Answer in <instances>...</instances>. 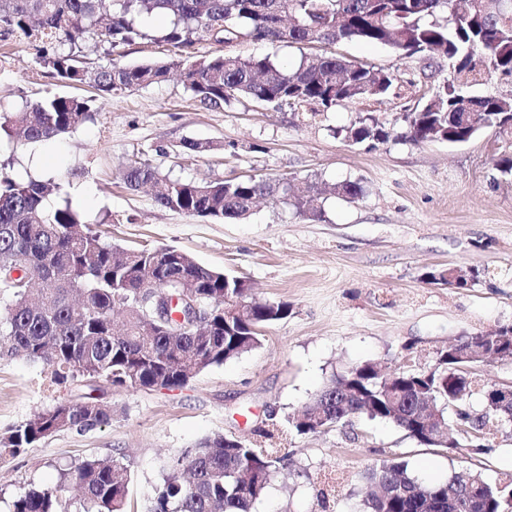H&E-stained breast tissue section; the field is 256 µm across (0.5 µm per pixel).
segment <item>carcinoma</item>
I'll return each mask as SVG.
<instances>
[{"instance_id": "obj_1", "label": "carcinoma", "mask_w": 512, "mask_h": 512, "mask_svg": "<svg viewBox=\"0 0 512 512\" xmlns=\"http://www.w3.org/2000/svg\"><path fill=\"white\" fill-rule=\"evenodd\" d=\"M109 2L105 36L116 48L148 34L140 17L162 14L170 26L161 40L183 50L203 38L226 45L241 38L270 43L334 45L363 42L390 48L408 58H465L468 72H451L422 110L404 117L400 137L414 144L431 137L468 131L458 116L510 129L512 92L476 95L473 89L494 76L512 77V0H0V41L11 37L36 44L37 60L66 84L93 81L103 93L132 92L157 83L171 70L206 108L240 97L314 115L370 96L383 97L391 73L323 53L285 68L270 57L241 58L229 53L196 59L186 54L166 63H112L88 70L73 45L99 31L101 9ZM92 119L90 100L49 95L27 109L3 116L0 130L16 140L36 142L67 134ZM354 145L374 148L387 142L391 128L378 119L359 120L340 130ZM126 186L155 188L157 204L204 219L246 218L261 197L277 198L316 219L320 190L306 182L285 196L282 180L236 178L178 181L144 160L124 171ZM56 196L61 203L46 207ZM23 261L22 274L0 282V356L40 360L50 383L69 388L77 381L134 390L176 388L212 365L238 358L259 344L258 328L284 320L288 303L259 300L248 281L199 264L171 246L121 249L82 222L64 184L29 177L20 180L0 167V274L8 276ZM167 281L171 293L193 288L208 323L185 329L175 320L146 318L139 289ZM246 303L224 310V296ZM462 373L381 372L365 362L326 386L292 416L301 419L366 415L392 423L424 445H433V410L459 407L455 422L468 425L466 405L472 381ZM112 404L88 397L57 402L0 433V460L61 430L80 431L112 423ZM288 460L281 448L246 443L215 434L184 451L167 467L148 512H250L268 486L266 474ZM61 478L81 492L82 512H125L128 467L118 458L90 459ZM366 512H504L512 502V480L490 482L479 470L448 483L425 484L392 460L366 475ZM60 488L32 487L11 502L9 512H69Z\"/></svg>"}]
</instances>
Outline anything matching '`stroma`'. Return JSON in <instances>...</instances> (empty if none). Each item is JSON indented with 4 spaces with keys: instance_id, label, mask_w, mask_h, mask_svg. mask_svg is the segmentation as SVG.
Wrapping results in <instances>:
<instances>
[{
    "instance_id": "35a3bbf8",
    "label": "stroma",
    "mask_w": 512,
    "mask_h": 512,
    "mask_svg": "<svg viewBox=\"0 0 512 512\" xmlns=\"http://www.w3.org/2000/svg\"><path fill=\"white\" fill-rule=\"evenodd\" d=\"M146 38L111 47L106 37L77 44L89 68L117 62H166L178 51L162 42L165 23L144 20ZM229 52L268 56L293 66L324 53L323 45L242 39L225 46L203 39L195 56ZM340 53L394 74L387 96L370 97L313 116L241 97L229 107H202L178 76L133 92L102 94L68 85L36 62L35 46L0 42V113L53 94L90 99L93 121L43 142L17 143L0 131V164L14 177H59L83 188L74 209L110 244L172 246L200 263L246 278L256 296L287 302V319L264 328L261 344L213 366L175 389L102 386L110 425L61 431L0 459V512L34 486L59 485V472L95 458L127 464V512H146L170 459L201 438L221 434L256 440L275 431L289 454L252 512H363L364 473L399 458L427 483L472 470L490 481L512 471V424L495 423L478 455L426 447L391 423L355 415L300 435L289 418L325 385L364 362L383 369L430 370L437 352L473 333L512 326V177L494 165L506 145L494 130L466 143L413 144L392 139L375 148L351 144L341 127L371 115L402 129L446 80L443 56L402 58L359 42ZM186 140L213 143L184 155ZM149 159L173 180H229L262 175L325 187L318 220L279 201L257 204L242 220L214 221L159 206L123 181L126 164ZM359 182L362 195L334 194L337 183ZM475 271L465 288L436 284L429 272ZM48 368L0 358V432L51 407L62 394L46 388ZM467 399L485 407L484 387L512 383V362L476 364Z\"/></svg>"
}]
</instances>
